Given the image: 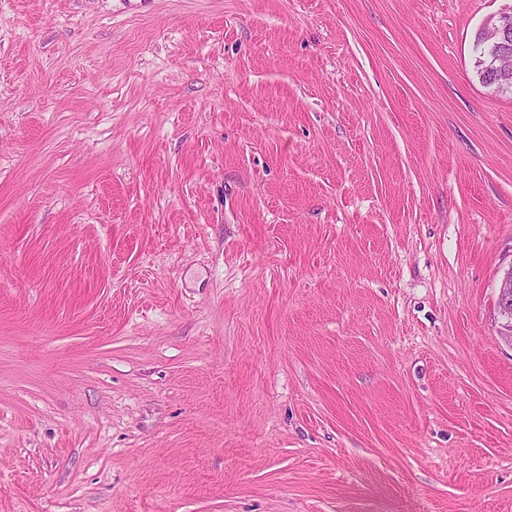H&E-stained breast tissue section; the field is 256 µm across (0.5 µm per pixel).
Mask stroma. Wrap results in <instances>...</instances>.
I'll return each instance as SVG.
<instances>
[{"instance_id": "obj_1", "label": "stroma", "mask_w": 512, "mask_h": 512, "mask_svg": "<svg viewBox=\"0 0 512 512\" xmlns=\"http://www.w3.org/2000/svg\"><path fill=\"white\" fill-rule=\"evenodd\" d=\"M512 0H0V512H512ZM474 41V65L479 67L485 76L494 77L491 83L500 93L512 94V69L502 67L501 59L512 53V12L500 13L499 17L490 18L478 32ZM476 42L488 47L486 55L475 51ZM499 334L512 345V267L508 268L498 283Z\"/></svg>"}]
</instances>
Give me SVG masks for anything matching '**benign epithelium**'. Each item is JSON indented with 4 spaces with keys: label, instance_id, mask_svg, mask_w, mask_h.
Returning <instances> with one entry per match:
<instances>
[{
    "label": "benign epithelium",
    "instance_id": "7a95c632",
    "mask_svg": "<svg viewBox=\"0 0 512 512\" xmlns=\"http://www.w3.org/2000/svg\"><path fill=\"white\" fill-rule=\"evenodd\" d=\"M476 42L489 48L486 54H475L474 65L486 76L500 93L512 94V69L502 67L503 56L512 52V12H503L489 19L478 32ZM499 334L512 345V267L508 268L498 283Z\"/></svg>",
    "mask_w": 512,
    "mask_h": 512
}]
</instances>
